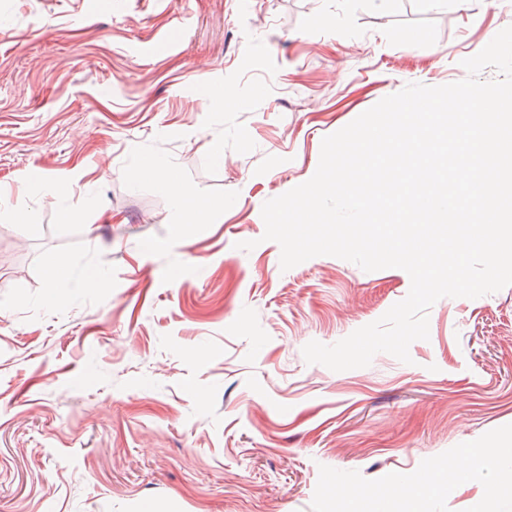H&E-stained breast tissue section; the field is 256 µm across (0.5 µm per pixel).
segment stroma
I'll list each match as a JSON object with an SVG mask.
<instances>
[{"mask_svg":"<svg viewBox=\"0 0 512 512\" xmlns=\"http://www.w3.org/2000/svg\"><path fill=\"white\" fill-rule=\"evenodd\" d=\"M510 25L512 0H0V512H379L382 489L397 512H512L500 460L421 490L463 449H512V286L438 300L411 363L335 372L303 347L410 278L281 270L261 216L325 136L466 78ZM153 162L208 223L180 224Z\"/></svg>","mask_w":512,"mask_h":512,"instance_id":"35a3bbf8","label":"stroma"}]
</instances>
